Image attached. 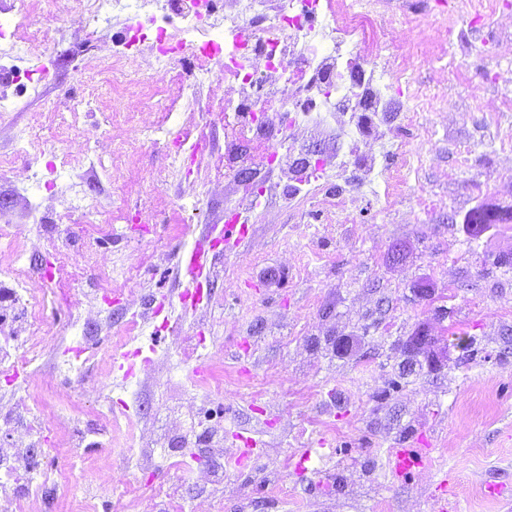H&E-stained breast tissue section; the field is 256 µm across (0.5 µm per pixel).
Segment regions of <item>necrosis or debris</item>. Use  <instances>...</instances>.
Wrapping results in <instances>:
<instances>
[{
    "label": "necrosis or debris",
    "mask_w": 512,
    "mask_h": 512,
    "mask_svg": "<svg viewBox=\"0 0 512 512\" xmlns=\"http://www.w3.org/2000/svg\"><path fill=\"white\" fill-rule=\"evenodd\" d=\"M294 2L223 0L222 9L213 13L204 8L203 0H175L187 22V36L172 45L155 17L142 14V0H67L71 9L94 20L126 5L127 20L137 28L135 42L114 44L111 54L88 67L92 76H104L116 92L148 87L145 70L126 66L129 53L141 44L155 49L154 59L160 64L219 48L224 71L237 85L236 97L224 102V125L229 129L224 136V194L232 199L226 217L252 215L274 199L298 205L313 182L324 178L335 179L336 190L328 199L335 214L344 215L363 190L383 179L392 186L397 183L378 167L375 157L362 159L358 153L364 119H371L376 139L394 151L400 150L399 130L410 119L398 105V84L393 80L407 69L408 57L387 50L382 42V25L403 15V0H315L326 17L319 29L295 12ZM460 5L467 14L465 27L449 24L445 30L468 49L478 41L480 22L497 9L498 0H460ZM297 71L302 77L295 80L290 99H278L284 74ZM327 133L336 137V154L309 158L303 140ZM248 138L265 144L266 151L250 184L244 185L237 170ZM0 277L9 282L0 290V302L19 317L15 325L0 321V375L11 378L19 371L20 362L12 352L16 343L25 345L27 363L42 355L39 302L13 264L1 262ZM174 434L168 467L195 471L200 496L211 512H220L228 494L247 506L243 486L233 480L240 464L236 452L224 446L223 424H208L200 431L178 428ZM200 442L206 454H190V447ZM138 443L141 454L126 463L133 475L130 490L148 502L147 512H183L178 491L157 495L154 483L141 478L156 467L148 451L159 445V436L143 432ZM31 465L25 437L0 448V466L17 474L13 486L0 492V512H32L37 502L50 499L53 482L44 474L30 477Z\"/></svg>",
    "instance_id": "4bbe7bcc"
}]
</instances>
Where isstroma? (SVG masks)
I'll list each match as a JSON object with an SVG mask.
<instances>
[{"mask_svg":"<svg viewBox=\"0 0 512 512\" xmlns=\"http://www.w3.org/2000/svg\"><path fill=\"white\" fill-rule=\"evenodd\" d=\"M454 2L406 0L411 20L394 19L385 30L393 49L420 42L441 47L415 56L403 77L429 86L434 101L424 108L401 99L417 121L401 131L405 154L390 152L383 160L404 179L395 205L383 209L378 191L342 220L320 213L313 202L281 210L272 222L253 215L246 244L218 247L210 291L202 307L182 319V340L168 337L155 347L154 319L129 327L124 301L168 294L166 254L177 245L191 248L201 225L224 221L228 201L218 184L228 83L215 73L192 101L180 88L204 59L149 69L153 90L179 111L184 139L215 142L193 163L174 162L142 141L144 130L164 124L165 113L136 95L114 98L104 83L87 95L82 82L81 69L111 47L122 16L95 23L66 12L64 0H42L52 30L25 64L47 68V78L35 89L0 78V95L20 102L17 110L0 112V156L12 163L11 172L0 175V204L22 230L12 249L26 266L51 258L56 239L42 236L41 213L16 208L18 188L47 161L105 160L116 142L130 149L98 180L101 210L94 221L103 232L85 231L86 217L66 207L70 182L85 179L92 167L57 178L53 221L82 231L71 237L60 288L50 292L39 280L28 282L41 297L46 323L41 358L31 375L9 383L0 378V401L26 402L45 426L37 468L57 480L54 512H72L86 499L98 512H141L122 494L130 480L122 461L135 453L131 436L145 424L164 428L167 406L178 399L223 422L226 447H239L243 436L255 439L262 456L238 476L254 512H437L445 473L454 484L447 512H512V235L506 225L492 224L475 239L462 222L482 204L512 206V139L502 135L512 129V112L501 109L512 99V41L495 39L500 28H512V6L487 18V44L464 54L439 24L441 11ZM484 69L498 76L496 89L483 87ZM81 95L84 109L72 116L64 103ZM52 102L60 108L51 117L45 107ZM476 180L485 183L479 197L469 192ZM131 207L151 224L125 223ZM37 235L40 247L27 246ZM395 246L403 254L398 263L390 258ZM422 288L431 289L430 298L419 296ZM93 305L99 314L86 331L98 355L77 361L70 352L74 327ZM423 323L438 339L441 366L400 377L402 344ZM199 330L207 337L203 350L193 340ZM460 334L474 341L472 359H463L454 344ZM339 336L352 343L350 353L334 350ZM122 342L131 350L153 348L162 367L148 378L116 381L112 354ZM201 358L222 395L186 388V371ZM110 397L124 399L134 412L131 424L103 438L93 419ZM60 423L75 435L77 452L55 447ZM271 442L276 455L299 461L286 476L287 496L277 500L255 475L274 462L265 453ZM321 444L332 448L329 458L300 462L304 449ZM409 444L429 449L425 469L391 475L388 454ZM331 474L340 479L332 501L319 487ZM489 481L505 484L508 494L489 496Z\"/></svg>","mask_w":512,"mask_h":512,"instance_id":"1","label":"stroma"}]
</instances>
